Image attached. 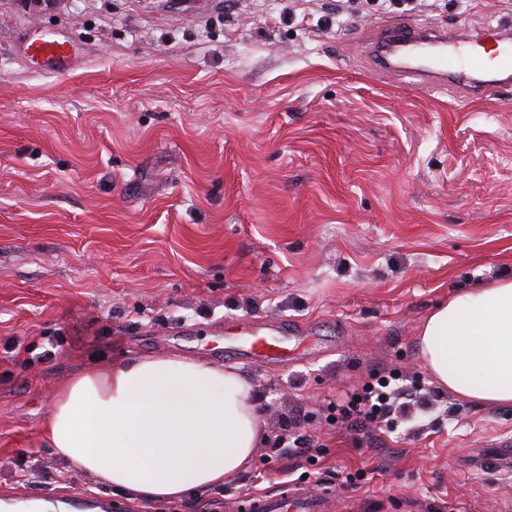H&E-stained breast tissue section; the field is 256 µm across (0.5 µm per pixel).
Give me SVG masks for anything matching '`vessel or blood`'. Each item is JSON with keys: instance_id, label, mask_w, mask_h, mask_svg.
I'll return each instance as SVG.
<instances>
[{"instance_id": "1", "label": "vessel or blood", "mask_w": 512, "mask_h": 512, "mask_svg": "<svg viewBox=\"0 0 512 512\" xmlns=\"http://www.w3.org/2000/svg\"><path fill=\"white\" fill-rule=\"evenodd\" d=\"M376 69L380 72L397 70L418 78L431 88L454 86L461 99L477 98L485 90V80L466 71L475 63L476 48L486 42L496 46V66L499 73L512 72V26L485 25L473 33L444 32L423 27H407L390 21L376 35ZM30 53L44 58L57 71H66L73 52L67 43L48 40L29 47ZM296 329L284 321L250 323L238 335L239 355L262 361L284 362L288 345ZM512 467V439L495 442L493 453L481 459L479 468L497 472ZM331 500L328 488L319 485L287 484L274 493H257L242 504L245 512H326Z\"/></svg>"}]
</instances>
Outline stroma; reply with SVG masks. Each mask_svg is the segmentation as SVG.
<instances>
[{"mask_svg": "<svg viewBox=\"0 0 512 512\" xmlns=\"http://www.w3.org/2000/svg\"><path fill=\"white\" fill-rule=\"evenodd\" d=\"M512 0H0V495L91 512H226L318 482L333 512H512L473 468L512 407L440 388L416 350L452 289L512 275V85L466 102L383 77L370 30H474ZM69 40L68 71L31 59ZM307 333L228 359L244 321ZM234 365L265 420L223 487L144 503L68 469L42 427L76 372L132 355ZM387 379L388 423H341ZM308 453L290 448L293 435Z\"/></svg>", "mask_w": 512, "mask_h": 512, "instance_id": "stroma-1", "label": "stroma"}]
</instances>
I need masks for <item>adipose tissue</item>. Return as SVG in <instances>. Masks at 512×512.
<instances>
[{
	"instance_id": "ef3b65f1",
	"label": "adipose tissue",
	"mask_w": 512,
	"mask_h": 512,
	"mask_svg": "<svg viewBox=\"0 0 512 512\" xmlns=\"http://www.w3.org/2000/svg\"><path fill=\"white\" fill-rule=\"evenodd\" d=\"M417 350L457 398L512 406V276L452 292L426 315ZM264 420L234 366L171 354L76 373L43 425L67 466L131 498L176 502L250 466Z\"/></svg>"
}]
</instances>
